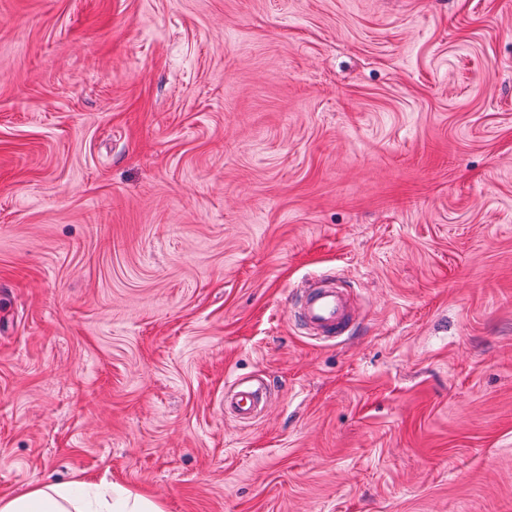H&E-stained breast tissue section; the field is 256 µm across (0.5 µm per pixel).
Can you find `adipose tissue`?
Returning a JSON list of instances; mask_svg holds the SVG:
<instances>
[{"instance_id": "obj_1", "label": "adipose tissue", "mask_w": 512, "mask_h": 512, "mask_svg": "<svg viewBox=\"0 0 512 512\" xmlns=\"http://www.w3.org/2000/svg\"><path fill=\"white\" fill-rule=\"evenodd\" d=\"M0 512H163L152 496L85 481L42 482L0 498Z\"/></svg>"}]
</instances>
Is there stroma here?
<instances>
[{"mask_svg":"<svg viewBox=\"0 0 512 512\" xmlns=\"http://www.w3.org/2000/svg\"><path fill=\"white\" fill-rule=\"evenodd\" d=\"M77 477L512 512V0H0V497ZM301 314L306 326L320 336H348L354 324L350 296L327 284H316L304 291ZM267 395L268 387L262 381L238 382L231 393L229 405L239 419L249 420L257 415Z\"/></svg>","mask_w":512,"mask_h":512,"instance_id":"1","label":"stroma"}]
</instances>
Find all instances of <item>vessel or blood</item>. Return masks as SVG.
I'll return each instance as SVG.
<instances>
[{"mask_svg": "<svg viewBox=\"0 0 512 512\" xmlns=\"http://www.w3.org/2000/svg\"><path fill=\"white\" fill-rule=\"evenodd\" d=\"M301 314L307 327L320 336L348 335L354 324V305L344 290L327 284L309 287L303 294ZM268 388L261 381L236 383L230 406L243 420L254 418L266 399Z\"/></svg>", "mask_w": 512, "mask_h": 512, "instance_id": "obj_1", "label": "vessel or blood"}]
</instances>
